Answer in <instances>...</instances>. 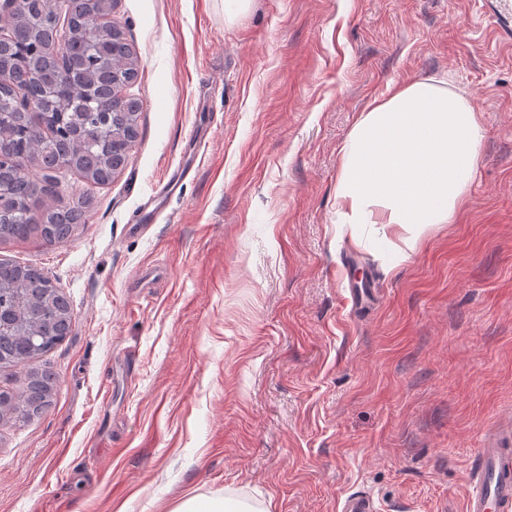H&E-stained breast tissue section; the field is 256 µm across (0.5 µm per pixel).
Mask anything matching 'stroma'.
Returning <instances> with one entry per match:
<instances>
[{"instance_id": "stroma-1", "label": "stroma", "mask_w": 512, "mask_h": 512, "mask_svg": "<svg viewBox=\"0 0 512 512\" xmlns=\"http://www.w3.org/2000/svg\"><path fill=\"white\" fill-rule=\"evenodd\" d=\"M139 138L110 184L65 171L59 243L0 240L70 303L50 406L0 425V512H466L512 448V0H112ZM433 76L484 136L454 223L385 270L336 230L338 150ZM241 512V511H259V510H242L229 505L224 498H211L201 501L197 497L189 498L179 504L173 512Z\"/></svg>"}]
</instances>
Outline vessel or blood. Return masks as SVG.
Returning a JSON list of instances; mask_svg holds the SVG:
<instances>
[{
	"instance_id": "b4317fda",
	"label": "vessel or blood",
	"mask_w": 512,
	"mask_h": 512,
	"mask_svg": "<svg viewBox=\"0 0 512 512\" xmlns=\"http://www.w3.org/2000/svg\"><path fill=\"white\" fill-rule=\"evenodd\" d=\"M469 473L467 512H512V448L488 446Z\"/></svg>"
}]
</instances>
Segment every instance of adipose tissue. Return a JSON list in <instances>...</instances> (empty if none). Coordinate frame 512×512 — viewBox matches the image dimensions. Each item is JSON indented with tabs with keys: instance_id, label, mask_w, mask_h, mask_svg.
<instances>
[{
	"instance_id": "adipose-tissue-1",
	"label": "adipose tissue",
	"mask_w": 512,
	"mask_h": 512,
	"mask_svg": "<svg viewBox=\"0 0 512 512\" xmlns=\"http://www.w3.org/2000/svg\"><path fill=\"white\" fill-rule=\"evenodd\" d=\"M482 138L465 96L434 77L374 99L339 149L337 212L353 243L371 233L387 268L407 264L425 234L464 203Z\"/></svg>"
}]
</instances>
